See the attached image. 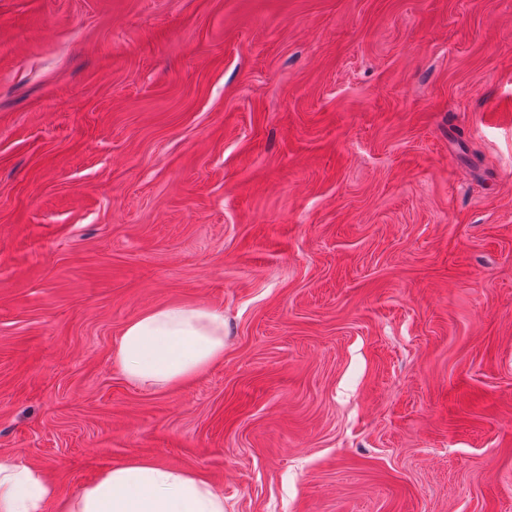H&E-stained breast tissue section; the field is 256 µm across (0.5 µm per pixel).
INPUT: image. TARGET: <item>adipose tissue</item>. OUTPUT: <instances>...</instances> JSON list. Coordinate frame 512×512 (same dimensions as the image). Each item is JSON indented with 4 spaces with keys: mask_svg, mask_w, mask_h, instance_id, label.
Masks as SVG:
<instances>
[{
    "mask_svg": "<svg viewBox=\"0 0 512 512\" xmlns=\"http://www.w3.org/2000/svg\"><path fill=\"white\" fill-rule=\"evenodd\" d=\"M223 356V311L181 304L127 322L112 349L123 377L150 390L180 385ZM0 512H224V496L191 471L133 459L64 500L40 470L0 457Z\"/></svg>",
    "mask_w": 512,
    "mask_h": 512,
    "instance_id": "obj_1",
    "label": "adipose tissue"
}]
</instances>
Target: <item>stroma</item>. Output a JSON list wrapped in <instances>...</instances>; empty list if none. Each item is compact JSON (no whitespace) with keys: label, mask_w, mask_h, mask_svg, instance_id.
<instances>
[{"label":"stroma","mask_w":512,"mask_h":512,"mask_svg":"<svg viewBox=\"0 0 512 512\" xmlns=\"http://www.w3.org/2000/svg\"><path fill=\"white\" fill-rule=\"evenodd\" d=\"M163 304L224 358L145 390ZM0 456L512 512V0H0ZM224 358V313L165 304L127 322L112 362L131 384L156 390L182 384Z\"/></svg>","instance_id":"1"}]
</instances>
